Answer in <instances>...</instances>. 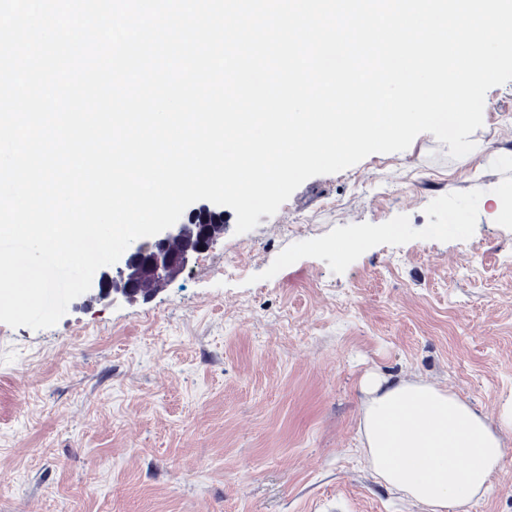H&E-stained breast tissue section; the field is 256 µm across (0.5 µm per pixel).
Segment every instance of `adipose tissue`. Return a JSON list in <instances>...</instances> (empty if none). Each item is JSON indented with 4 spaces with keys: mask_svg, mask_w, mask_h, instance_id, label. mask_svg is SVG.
<instances>
[{
    "mask_svg": "<svg viewBox=\"0 0 512 512\" xmlns=\"http://www.w3.org/2000/svg\"><path fill=\"white\" fill-rule=\"evenodd\" d=\"M360 445L375 473L424 512H466L502 461V439L467 402L419 381L364 385Z\"/></svg>",
    "mask_w": 512,
    "mask_h": 512,
    "instance_id": "ef3b65f1",
    "label": "adipose tissue"
}]
</instances>
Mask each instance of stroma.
Wrapping results in <instances>:
<instances>
[{
    "label": "stroma",
    "mask_w": 512,
    "mask_h": 512,
    "mask_svg": "<svg viewBox=\"0 0 512 512\" xmlns=\"http://www.w3.org/2000/svg\"><path fill=\"white\" fill-rule=\"evenodd\" d=\"M512 81L451 158L429 133L301 184L128 300L0 323V512H422L359 448L364 380L512 408ZM469 512H512V430Z\"/></svg>",
    "instance_id": "35a3bbf8"
}]
</instances>
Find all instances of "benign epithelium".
<instances>
[{
  "mask_svg": "<svg viewBox=\"0 0 512 512\" xmlns=\"http://www.w3.org/2000/svg\"><path fill=\"white\" fill-rule=\"evenodd\" d=\"M223 233V215L207 205L200 206L193 210L190 223L175 224L142 246L140 253H130L117 267L102 296L116 291L132 297L145 279L169 280L186 265L191 254L209 247Z\"/></svg>",
  "mask_w": 512,
  "mask_h": 512,
  "instance_id": "7a95c632",
  "label": "benign epithelium"
}]
</instances>
